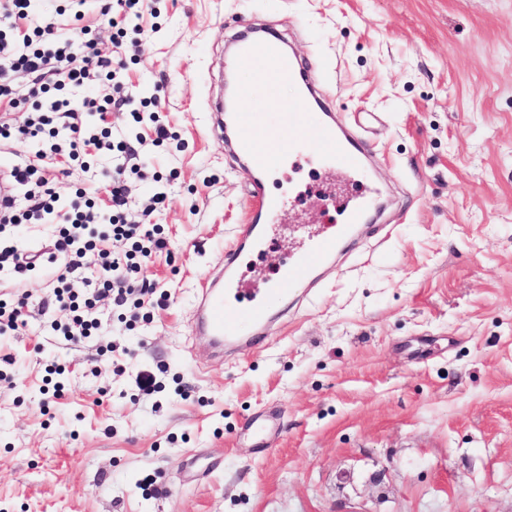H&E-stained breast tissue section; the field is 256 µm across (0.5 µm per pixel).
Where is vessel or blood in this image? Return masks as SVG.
I'll list each match as a JSON object with an SVG mask.
<instances>
[{"instance_id":"vessel-or-blood-1","label":"vessel or blood","mask_w":512,"mask_h":512,"mask_svg":"<svg viewBox=\"0 0 512 512\" xmlns=\"http://www.w3.org/2000/svg\"><path fill=\"white\" fill-rule=\"evenodd\" d=\"M262 58L265 69L248 72L254 58ZM220 71L235 73L237 79L229 96L218 97L210 107V129L224 138L252 174V197L258 202L246 224L237 231L234 249L224 256V272L201 290L192 329L217 349L256 350L278 316L272 301L293 298V284L316 287L324 275L337 272V259L348 241L359 237L371 220L366 201H358L344 213V222L332 236L308 238L288 264L279 266L276 278L264 299L242 305L234 274L243 251L253 242L265 240L277 216L285 207L284 198L266 188L264 173L278 155L311 153L328 163L360 169L369 154L365 141L357 138L336 120L333 107L318 90L315 62L298 60L286 50L281 37L272 33L238 37L232 49L219 61ZM288 82L300 83L301 96L292 101L270 100V90ZM252 104L251 111H238L239 102Z\"/></svg>"}]
</instances>
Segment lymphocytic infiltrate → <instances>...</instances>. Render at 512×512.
<instances>
[{"label": "lymphocytic infiltrate", "mask_w": 512, "mask_h": 512, "mask_svg": "<svg viewBox=\"0 0 512 512\" xmlns=\"http://www.w3.org/2000/svg\"><path fill=\"white\" fill-rule=\"evenodd\" d=\"M76 44L81 45V53L73 52ZM94 71L111 81V94L101 98L89 96L78 104L65 96V89L84 86ZM20 72L32 75V82L18 86L16 75ZM2 100L11 107L24 108L25 118L19 123L1 122V140L23 139L39 145L45 138L62 134L74 159L92 149L127 153V142H113L111 128L98 130L90 121L92 115L115 109L129 112L135 123H149L155 143L171 137L158 113L160 94L139 102L132 99L116 80L113 54L83 27L64 33L49 22L21 36L0 28ZM12 172L16 187L24 191V200L11 202L0 213V221H58L59 229L46 262L59 271L60 285L53 291L54 301L59 309L70 313L69 322L60 331L67 341L81 342L101 329L96 315L101 297L108 295L116 306L126 305L138 290L143 265L154 252L164 249L166 242L158 237L156 228L126 222L124 166L112 170L111 205L105 211L97 210L80 190L69 202H61L50 187L44 168L30 159L16 160ZM93 224L104 225V232L91 234L89 227ZM110 239L128 242V250L105 249L104 244Z\"/></svg>", "instance_id": "lymphocytic-infiltrate-1"}]
</instances>
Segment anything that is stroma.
<instances>
[{
    "label": "stroma",
    "instance_id": "obj_1",
    "mask_svg": "<svg viewBox=\"0 0 512 512\" xmlns=\"http://www.w3.org/2000/svg\"><path fill=\"white\" fill-rule=\"evenodd\" d=\"M252 28L316 62L358 122L392 230L342 256L262 352L214 357L189 323L251 177L206 104L229 39ZM126 29L120 78L137 99L163 88L173 137L156 146L124 113L107 120L146 141L127 221L164 189L151 221L168 246L142 269V317L101 299L104 335L78 345L50 327L70 318L51 303L55 275H0L1 301L28 295L24 325L0 333V512H512V0H157ZM111 167L60 153L49 178L104 209ZM270 186L288 205L272 243L239 262L249 293L332 232L361 182L307 155ZM56 230L10 224L0 243L39 250ZM142 371L158 392L138 390ZM249 416L275 423L271 448ZM149 474L152 497L137 486Z\"/></svg>",
    "mask_w": 512,
    "mask_h": 512
}]
</instances>
